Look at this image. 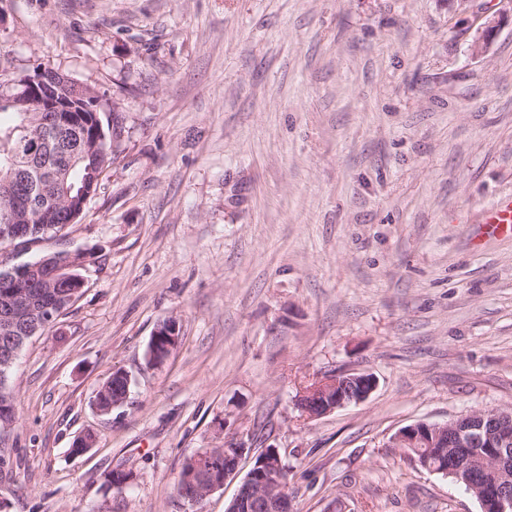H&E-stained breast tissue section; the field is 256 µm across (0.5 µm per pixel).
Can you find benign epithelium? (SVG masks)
<instances>
[{
  "label": "benign epithelium",
  "mask_w": 512,
  "mask_h": 512,
  "mask_svg": "<svg viewBox=\"0 0 512 512\" xmlns=\"http://www.w3.org/2000/svg\"><path fill=\"white\" fill-rule=\"evenodd\" d=\"M21 91L17 95L18 104L35 107L40 112H72L63 99L58 87L46 82L41 76H27L19 82ZM6 198L12 200L16 210H44L41 197L33 192L21 190L13 181L7 184ZM86 261L85 254L65 253L43 255L20 270L8 266L4 268L3 284L0 285V298L3 299L7 313L0 318L4 329H9L18 321L26 319L30 312L29 288H45L64 278L74 284L72 296H77L85 287L86 279L79 270ZM180 327L176 319L168 318L160 322L147 350L148 363L157 364L154 359L157 345L165 342V349L173 351L179 342ZM376 388L373 375L359 372H340L330 374L306 388L296 399L297 406L310 418H318L337 409L365 401ZM492 424L484 426L479 417L471 426L462 428L455 422L426 424L418 429L414 426L399 431L392 440L394 448H416L426 439L442 440L450 448H504L512 444V415L498 409L487 412ZM224 480L220 482L191 483L190 489L183 491L181 499L197 504L215 490L224 485V481L233 478L239 471V464L247 454L248 448L236 447L230 453L225 445ZM287 483L283 478L281 459L278 449L267 448L262 452L258 464L254 465L243 478L235 498L226 512H292V501L286 492ZM480 502L493 506L495 512H512V488L495 485L492 488L471 487Z\"/></svg>",
  "instance_id": "7a95c632"
}]
</instances>
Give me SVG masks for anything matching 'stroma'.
Here are the masks:
<instances>
[{
    "label": "stroma",
    "instance_id": "obj_1",
    "mask_svg": "<svg viewBox=\"0 0 512 512\" xmlns=\"http://www.w3.org/2000/svg\"><path fill=\"white\" fill-rule=\"evenodd\" d=\"M41 63L117 99L122 132L79 222L8 250L89 262L10 377L7 512H225L267 447L294 512H481L390 442L512 406V237L479 224L512 196V0H0V76ZM118 369L130 397L100 415ZM343 371L371 396L305 418L300 390ZM228 440L238 476L176 496ZM179 334L180 327L176 319L168 318L160 322L152 334L153 337L150 341V347L147 350L148 363L151 365H159L163 363L167 358L163 360V362H157L154 359L155 352L157 351V345L162 341L165 342L164 348L169 351L170 356L178 345ZM228 448H234L236 449V452L231 454L230 451H228ZM248 448L243 446H231L228 445L225 441L224 450L221 451L220 448H212L211 453L212 455H215L216 458L213 456L210 457L214 460L215 469L218 470L217 477L223 474L224 471V479H221L220 482H197L194 481L191 483L189 490H184L182 495L180 496L181 490L185 485H187L192 478H196L197 474L200 472L196 468L197 460L196 456L189 457L186 459V461L183 463L182 468L178 474V477L176 478L174 482V490L176 491L177 495L180 496L181 499L184 501L191 503V504H197L200 503L203 499H205L208 495H210L215 490L221 488L226 480L229 478H233L237 475L239 471V464L243 458L247 454ZM222 465V470H220L219 466L216 467V464Z\"/></svg>",
    "mask_w": 512,
    "mask_h": 512
}]
</instances>
